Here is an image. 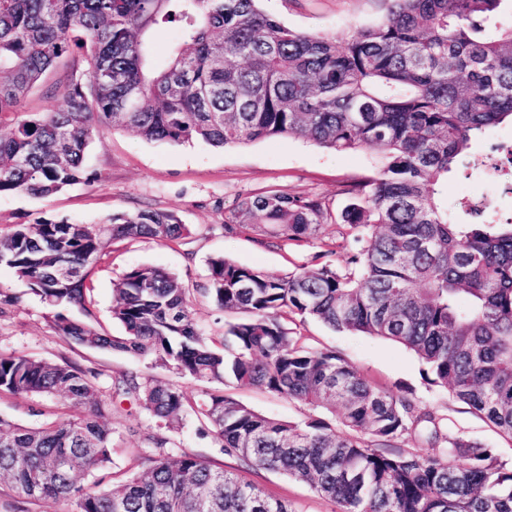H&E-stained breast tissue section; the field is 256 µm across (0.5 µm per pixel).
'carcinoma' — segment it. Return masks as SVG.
<instances>
[{
    "instance_id": "obj_1",
    "label": "carcinoma",
    "mask_w": 512,
    "mask_h": 512,
    "mask_svg": "<svg viewBox=\"0 0 512 512\" xmlns=\"http://www.w3.org/2000/svg\"><path fill=\"white\" fill-rule=\"evenodd\" d=\"M260 0H0V195L54 194L85 174L94 136L127 129L147 141L214 147L298 137L335 152L378 155L343 221L345 270L304 266L284 277L209 259L203 295L232 316L222 348L191 312L190 289L153 266L114 285L124 335L58 311L85 307L95 267L119 240L174 242L189 233L173 212L114 213L99 224L41 220L0 233V265L57 310L61 340L152 358L214 384L194 406L176 385L128 372L114 403L172 429L189 408L224 452L246 466L308 483L340 512H512V465L439 422L402 393L368 382L336 352L289 335L292 314L402 344L433 385L512 436V217L488 201L448 207V173L486 168L512 193V146L492 163L472 142L512 124V23L487 28L507 0H387L385 18L341 34L300 32ZM172 27L181 45L159 64L152 36ZM61 70L64 78L48 76ZM39 90L61 108L26 112ZM322 202L272 190L239 198L224 229L255 224L302 241L325 223ZM92 372L73 363L0 354V393L85 408L77 419L23 427L0 416V480L31 501L64 499L73 512H294L236 473L169 452L151 437L140 472L90 488L76 476L111 463L112 427ZM228 378L331 415L267 417L224 395ZM423 436L444 448L384 453Z\"/></svg>"
}]
</instances>
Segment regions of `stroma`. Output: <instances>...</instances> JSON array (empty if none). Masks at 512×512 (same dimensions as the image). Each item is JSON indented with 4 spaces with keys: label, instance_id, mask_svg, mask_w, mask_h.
Segmentation results:
<instances>
[{
    "label": "stroma",
    "instance_id": "1",
    "mask_svg": "<svg viewBox=\"0 0 512 512\" xmlns=\"http://www.w3.org/2000/svg\"><path fill=\"white\" fill-rule=\"evenodd\" d=\"M262 9L286 26L301 31L339 34L347 25L377 23L386 13L385 0H262ZM375 155L368 150L337 153L301 138L278 137L237 147H214L201 141L168 144L143 140L129 130L97 134L86 157V177L64 190L34 198L24 193L0 196V231L45 218L95 224L116 212L153 208L175 213L190 230L176 242L150 239L115 243L104 257L86 293L90 322L112 336L122 328L112 319L113 283L129 268L150 265L176 273L189 288L203 284L208 258L221 255L265 273L286 276L303 266L327 263L344 268L350 230L342 213L352 201V185L371 177ZM270 190L319 199L328 214L326 224L309 241L271 238L260 229L243 226L226 231L224 221L239 197ZM487 197L494 216H512V194L500 181L468 170L448 178V200L465 195ZM0 293L18 296L17 305L0 313V354L19 353L59 362L67 360L94 373V383L109 393L113 379L136 371L181 387L201 399L206 384L179 376L153 359H139L112 350H94L63 342L49 326L52 314L8 267H0ZM302 342L331 349L356 367L374 386L407 394L424 412L446 418L448 431L493 449L512 462V438L498 433L480 415L453 400L447 389L429 385L426 365L403 345L382 338L339 332L321 322L293 319L288 323ZM224 392L256 411L279 420L300 421L311 407L250 386L228 383ZM79 406H64L37 396L0 394V416L24 426L65 415H82ZM112 421L113 480L133 473L138 458L151 447L154 419L129 403L114 404ZM175 453L201 457L215 468L236 472L294 512H338L337 505L316 494L306 483L279 472L246 466L226 454L204 432L193 412L184 413L171 433Z\"/></svg>",
    "mask_w": 512,
    "mask_h": 512
}]
</instances>
